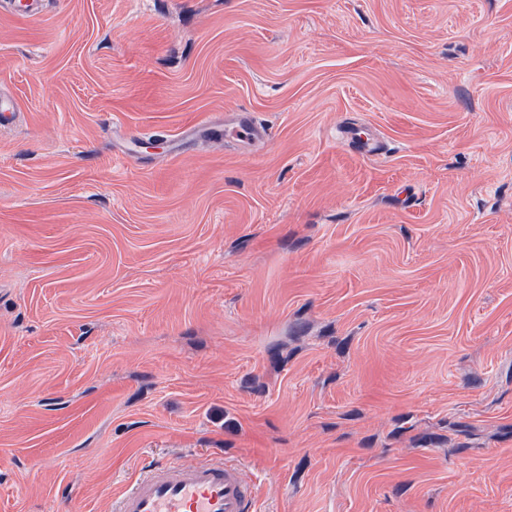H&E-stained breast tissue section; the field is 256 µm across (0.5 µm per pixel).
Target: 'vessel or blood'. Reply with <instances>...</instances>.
Returning a JSON list of instances; mask_svg holds the SVG:
<instances>
[{
  "instance_id": "1",
  "label": "vessel or blood",
  "mask_w": 512,
  "mask_h": 512,
  "mask_svg": "<svg viewBox=\"0 0 512 512\" xmlns=\"http://www.w3.org/2000/svg\"><path fill=\"white\" fill-rule=\"evenodd\" d=\"M254 484L221 461L158 464L112 502V512H253Z\"/></svg>"
}]
</instances>
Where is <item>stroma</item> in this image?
Listing matches in <instances>:
<instances>
[{
  "instance_id": "stroma-1",
  "label": "stroma",
  "mask_w": 512,
  "mask_h": 512,
  "mask_svg": "<svg viewBox=\"0 0 512 512\" xmlns=\"http://www.w3.org/2000/svg\"><path fill=\"white\" fill-rule=\"evenodd\" d=\"M0 107V512H512V0H43ZM254 483L222 461L158 464L112 502L113 512H251Z\"/></svg>"
}]
</instances>
